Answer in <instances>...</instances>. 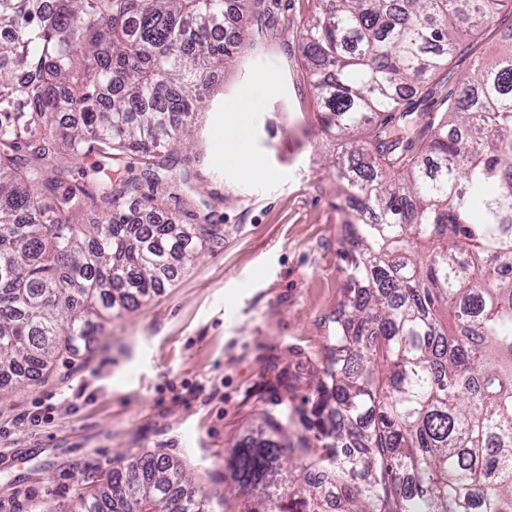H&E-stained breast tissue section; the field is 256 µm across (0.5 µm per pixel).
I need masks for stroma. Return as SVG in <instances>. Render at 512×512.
Instances as JSON below:
<instances>
[{
    "label": "stroma",
    "mask_w": 512,
    "mask_h": 512,
    "mask_svg": "<svg viewBox=\"0 0 512 512\" xmlns=\"http://www.w3.org/2000/svg\"><path fill=\"white\" fill-rule=\"evenodd\" d=\"M279 28L226 69L181 168L198 173L172 194L143 185L163 221L211 214L223 230L162 291L104 321L97 343L49 377L0 383V512H70L92 480L128 456L161 452L186 465L210 512H245L224 488V457L280 381L312 396L345 300L339 257L355 212L331 164L334 143L314 103L299 31L318 0H269ZM246 138L264 174L224 160V112L254 88ZM38 459L5 468L24 450Z\"/></svg>",
    "instance_id": "1"
}]
</instances>
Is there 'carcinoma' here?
I'll return each mask as SVG.
<instances>
[{
  "instance_id": "cac0c4a2",
  "label": "carcinoma",
  "mask_w": 512,
  "mask_h": 512,
  "mask_svg": "<svg viewBox=\"0 0 512 512\" xmlns=\"http://www.w3.org/2000/svg\"><path fill=\"white\" fill-rule=\"evenodd\" d=\"M512 0H323L300 32L355 203L346 309L307 408H274L224 458L245 512H512V35L417 97ZM276 30L266 0H0V379L48 375L193 260L218 225L147 224L160 149L193 136L208 74ZM78 114L65 136L48 131ZM112 161L92 186L69 164ZM90 208L99 224H80ZM183 462L132 456L74 512H205Z\"/></svg>"
}]
</instances>
